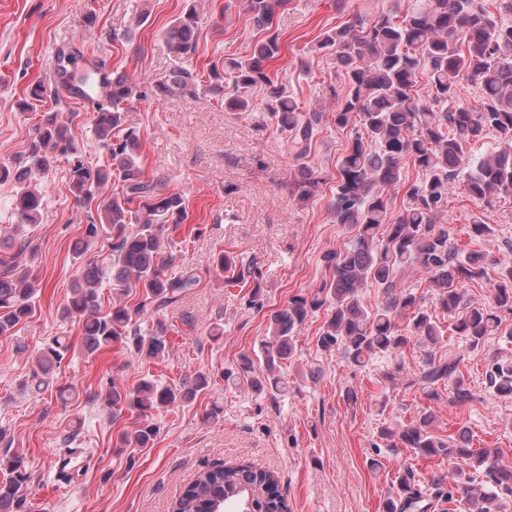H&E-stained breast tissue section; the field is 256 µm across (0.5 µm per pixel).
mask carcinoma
Masks as SVG:
<instances>
[{"instance_id":"carcinoma-1","label":"carcinoma","mask_w":512,"mask_h":512,"mask_svg":"<svg viewBox=\"0 0 512 512\" xmlns=\"http://www.w3.org/2000/svg\"><path fill=\"white\" fill-rule=\"evenodd\" d=\"M289 0H247L246 9L263 38L247 58H226L224 69L235 74L225 90L224 73L213 64L205 72L180 67L167 82L154 86L155 94L174 91L219 97L227 112H250V91L266 90L265 107L276 118L277 129L291 145L295 158L304 159L311 150L325 113L305 110L297 100L267 74L266 65L280 51V37L273 29L278 12ZM200 15L196 0H186L182 13L164 30L169 53L179 61H190L198 49ZM332 50L342 70L343 82L334 92L331 110L336 127L353 125L345 155L336 166L332 212L335 223L355 230L350 244L324 255L330 278L315 293L294 295L288 303L268 315L269 336L262 341L264 369L241 358V372L263 390L279 389L277 368L292 357L294 337L308 316L326 311L316 342L324 350H338L354 365L376 354L391 355L415 337L436 343L443 330L420 305L411 289H397V272L417 266L429 275L435 288L436 306L452 321V331L472 348L496 333L502 316L512 314V267L501 268L493 245V230L481 216L468 220V235L482 240L486 249L462 252L451 242L452 228L441 222L448 192L461 180L468 195L488 202L512 195V0H496V11L487 0H411L406 8L394 0L373 16L325 31L315 50ZM76 57L56 58L55 86L36 82L19 102L23 112H36L46 99L60 102L79 98L96 107L93 134L103 163L86 161L70 132V123L57 112H44L32 132L23 165L0 162V183L14 184L9 206L15 218L12 243L18 254L33 250L28 229L40 223L43 194L41 175L59 158H67L69 190L86 213L84 239L78 253L84 254L100 241L111 249V264L103 269L87 264L71 287L63 314L82 323L88 352L115 343L134 353L146 364L161 361L169 351V328L161 311L183 299L199 283L192 273L170 274L173 256L165 232L171 224L185 220L186 207L178 192L159 191L139 165L140 132L127 126L128 112L147 97L142 85L123 74L107 72L104 66H75ZM426 78L427 98L412 96L418 79ZM466 82L479 90V102L460 101L459 86ZM492 139L484 155L472 159V145ZM406 162L420 178L402 181ZM323 181L321 173L305 165L295 179L298 198L307 201ZM405 188L407 206L394 215L388 190ZM17 254L0 258V336L34 312L40 282L32 266L20 267ZM220 267L232 272L231 282L248 283L251 267L226 255ZM496 280L490 300L470 305L460 288L477 280ZM108 281L121 297L108 310L102 306V283ZM383 290V302L367 310L359 290L367 285ZM138 299L129 303L131 295ZM151 319L147 332L141 324ZM72 345L55 337L33 357L35 389L46 384L45 375L61 367ZM461 358L428 354L416 373L415 383L438 397V387L452 388L454 402L471 398L462 371ZM486 379L500 396H512V362L495 361ZM201 373L176 385H160L148 376L132 390L111 386L104 401L116 417L124 411L136 415L131 427L118 435L125 448H146L154 441L157 427L152 412L181 405L209 387ZM429 414L384 430L381 435L397 440L422 456L454 461L456 478L463 468L481 469L493 482L491 489L475 493L468 482L448 489V500L466 499L470 512H508L512 506V467L504 466L495 448H470V437L462 432L450 444L434 432ZM0 467L8 471L0 481V512H32L24 487L29 475L24 457L5 454ZM445 477L433 479L438 492L416 487L415 473L406 467L395 482L399 499H387L383 512H436L440 507ZM290 512L279 489L277 476L268 470L242 463L214 466L191 482L173 503L172 512H222L230 503L242 512Z\"/></svg>"}]
</instances>
